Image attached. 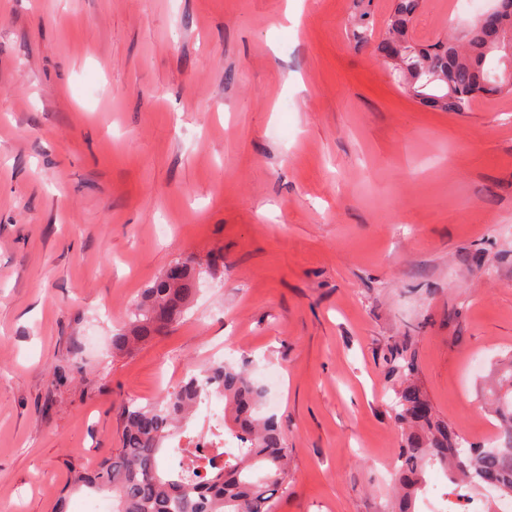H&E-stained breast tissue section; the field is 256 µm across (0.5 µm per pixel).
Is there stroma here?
<instances>
[{"label":"stroma","mask_w":512,"mask_h":512,"mask_svg":"<svg viewBox=\"0 0 512 512\" xmlns=\"http://www.w3.org/2000/svg\"><path fill=\"white\" fill-rule=\"evenodd\" d=\"M356 0H0V512H52L68 465L223 357L268 368L292 481L275 512H385L405 341L474 445L512 355V95L419 104ZM489 0H423L416 38ZM178 258L191 309L113 355ZM483 365L474 371L472 361Z\"/></svg>","instance_id":"35a3bbf8"}]
</instances>
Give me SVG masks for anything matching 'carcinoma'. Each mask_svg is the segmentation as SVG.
<instances>
[{"instance_id":"1","label":"carcinoma","mask_w":512,"mask_h":512,"mask_svg":"<svg viewBox=\"0 0 512 512\" xmlns=\"http://www.w3.org/2000/svg\"><path fill=\"white\" fill-rule=\"evenodd\" d=\"M500 20L494 28L474 21L455 38L419 42L411 22L421 0H393L385 19L388 37L378 44L383 58L400 57L397 83L420 104L441 112H467L482 94H508L504 47L512 38V0H498ZM364 11L351 18L352 38L365 43L374 25ZM145 288L129 317L128 329L112 337V348L125 353L152 342L180 318L193 299L198 270L192 260L175 261ZM387 374L400 381L392 403L401 435L396 470L398 497L388 512H417V494L426 485V470L437 468L448 478L451 495L473 487L512 494V398L498 399L502 429L494 446L464 447L459 432L439 419L427 394L414 380L417 356L406 344H394L386 357ZM210 383L224 398V436L235 449L222 459L203 453L205 436L189 438L175 448L173 474L161 473V452L175 436L177 424L209 399V388L185 377L153 403H122L120 445L93 471L69 464L70 487L105 488L119 503L117 512H274L277 493L291 479L290 450L273 415H262L265 391L242 367L211 361L204 367Z\"/></svg>"}]
</instances>
